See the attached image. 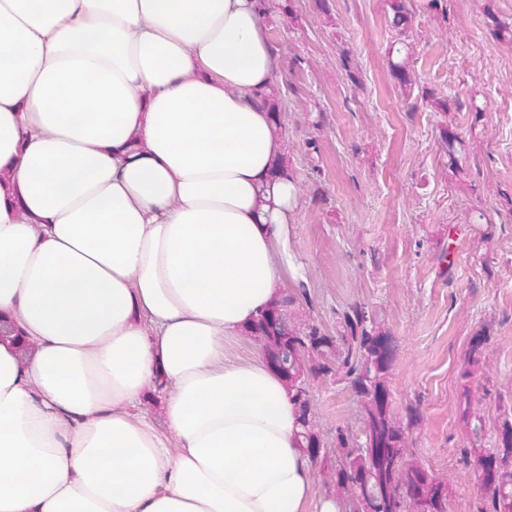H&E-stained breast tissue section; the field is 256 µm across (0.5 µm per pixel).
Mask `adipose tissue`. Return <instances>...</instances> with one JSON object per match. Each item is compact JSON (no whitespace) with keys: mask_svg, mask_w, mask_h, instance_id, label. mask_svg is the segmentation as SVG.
I'll use <instances>...</instances> for the list:
<instances>
[{"mask_svg":"<svg viewBox=\"0 0 512 512\" xmlns=\"http://www.w3.org/2000/svg\"><path fill=\"white\" fill-rule=\"evenodd\" d=\"M267 10L0 0V512H338L224 352L300 276Z\"/></svg>","mask_w":512,"mask_h":512,"instance_id":"obj_1","label":"adipose tissue"}]
</instances>
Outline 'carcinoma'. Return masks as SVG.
Masks as SVG:
<instances>
[{
    "label": "carcinoma",
    "instance_id": "carcinoma-1",
    "mask_svg": "<svg viewBox=\"0 0 512 512\" xmlns=\"http://www.w3.org/2000/svg\"><path fill=\"white\" fill-rule=\"evenodd\" d=\"M400 33L411 29L406 0H389ZM290 295L255 322L247 336L266 353L288 349V368L280 372L299 413V447L311 463L321 464L320 476L333 487L341 512H448L452 489L448 482L420 462L408 447L410 429L419 412L402 418L394 413L389 394V371L395 344L380 350L383 332L367 307L353 304L340 317L341 330L329 336L314 324L295 327L288 322ZM488 337L471 340L462 377L482 370ZM332 379L350 386L363 400L361 434L353 437L336 429L335 446H325L314 419L309 380ZM492 446L482 444L484 419L472 411L468 389L460 398V419L469 438L461 449L476 478L488 476L476 512H512V403L503 404Z\"/></svg>",
    "mask_w": 512,
    "mask_h": 512
}]
</instances>
